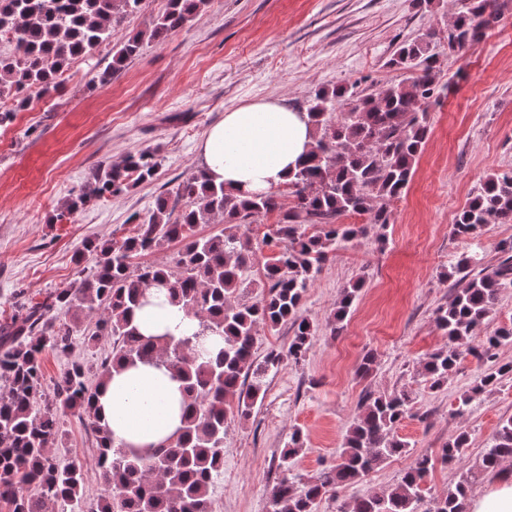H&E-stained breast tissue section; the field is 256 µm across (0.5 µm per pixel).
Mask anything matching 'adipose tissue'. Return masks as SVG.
I'll return each instance as SVG.
<instances>
[{
	"mask_svg": "<svg viewBox=\"0 0 512 512\" xmlns=\"http://www.w3.org/2000/svg\"><path fill=\"white\" fill-rule=\"evenodd\" d=\"M313 140L305 113L278 99H258L225 112L200 140L198 153L214 182L245 196L286 183ZM135 322L147 336L178 338L199 329L163 288L151 290ZM183 404L182 384L164 366L121 365L98 391L99 413L115 444L139 451L177 435Z\"/></svg>",
	"mask_w": 512,
	"mask_h": 512,
	"instance_id": "adipose-tissue-1",
	"label": "adipose tissue"
}]
</instances>
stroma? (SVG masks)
I'll return each mask as SVG.
<instances>
[{
    "label": "stroma",
    "instance_id": "1",
    "mask_svg": "<svg viewBox=\"0 0 512 512\" xmlns=\"http://www.w3.org/2000/svg\"><path fill=\"white\" fill-rule=\"evenodd\" d=\"M497 4L500 18L478 43L443 55L441 79L450 88L429 110V140L391 207L386 245L370 236L330 256L300 309L316 327L305 360L285 356L262 403L229 427L223 473L210 489L214 512H268L270 491L284 477L278 458L295 430L306 437L293 466L301 485L335 462L366 395L402 390L414 398L412 417L397 430L409 454L326 495L317 512H338L395 486L420 455L435 460L424 505L433 512L460 472L479 466L502 420L512 416V376L493 392L473 394L466 413H456L460 396L489 364L512 363V341L490 361L463 354L441 389H428L420 374L446 343L435 311L454 286L448 273L471 248L452 226L486 176L512 170V0ZM453 10L454 0H434L423 10L411 0H211L187 28L145 45L113 77H100L112 61L108 48L71 60L65 88L29 90V104L0 126V319L18 301L71 287L87 241L132 234L133 214H146L159 194L201 168L197 145L226 111L259 98L302 110L318 89L345 82L376 91L398 77L388 65L395 49L443 27ZM129 153L156 155L151 181L61 216L96 168ZM358 280L356 306L342 333L332 335L340 291ZM109 350L79 343L69 358L45 352L44 389L52 390L72 360L93 368ZM368 353L376 367L362 377L357 369ZM462 428L469 446L461 464L439 462L442 446ZM63 430L55 456L85 462L86 504L95 506L102 485L93 439L75 417L65 418Z\"/></svg>",
    "mask_w": 512,
    "mask_h": 512
}]
</instances>
